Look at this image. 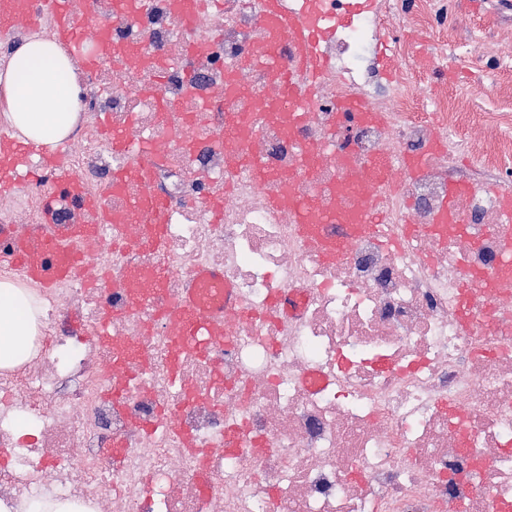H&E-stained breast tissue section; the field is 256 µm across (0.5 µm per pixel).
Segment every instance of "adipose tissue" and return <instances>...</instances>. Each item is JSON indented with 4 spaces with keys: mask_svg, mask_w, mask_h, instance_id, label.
<instances>
[{
    "mask_svg": "<svg viewBox=\"0 0 512 512\" xmlns=\"http://www.w3.org/2000/svg\"><path fill=\"white\" fill-rule=\"evenodd\" d=\"M0 92L9 110L7 121L38 145L55 146L78 120L79 92L72 63L55 42L33 38L13 54L0 74ZM33 298L0 283V365L13 364L35 333Z\"/></svg>",
    "mask_w": 512,
    "mask_h": 512,
    "instance_id": "ef3b65f1",
    "label": "adipose tissue"
}]
</instances>
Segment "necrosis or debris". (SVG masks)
<instances>
[{"label": "necrosis or debris", "mask_w": 512, "mask_h": 512, "mask_svg": "<svg viewBox=\"0 0 512 512\" xmlns=\"http://www.w3.org/2000/svg\"><path fill=\"white\" fill-rule=\"evenodd\" d=\"M87 47L108 29L111 67L89 69L67 49L81 89L82 125L70 135L63 165L84 196L128 217L134 200L158 198L169 210L161 253L116 251L102 229L82 253L96 287L64 284L40 291L30 357L0 369V512H22L49 495L82 512H512V268L501 269L492 313L466 317L460 289L481 287L482 271L499 266L512 224L501 221L490 182L512 178V115L483 124L480 137L455 129L471 94L440 97L422 111L419 80L397 31L448 24L447 0H319L333 20L316 38L332 61L318 82L300 73L310 101L306 122L289 125V105L270 74L241 67L261 43L262 0L204 5L194 23L174 16L169 0L150 12L119 17L113 0H69ZM394 30L396 77L381 82L369 52L381 29ZM198 97H183L185 77ZM269 113L250 131V149L271 170L267 181L247 168L228 171L232 146H220L225 115ZM360 99L380 121H337L339 102ZM115 130L149 136L166 160L149 181L109 189L113 169L131 165L100 134V114ZM336 149L311 170L296 164L300 144ZM428 153L423 174L400 167L411 149ZM475 164L469 191L439 232L436 207L458 173L460 155ZM383 156L388 178L370 188L381 232L397 236L386 250L369 235L326 261L296 232V214L271 208L290 187L300 200L325 204L353 168ZM54 177L26 181L21 195L0 200V224L37 229ZM496 235H484L485 226ZM218 270L223 288L205 273ZM165 275L156 290L154 271ZM136 272L151 308L113 320L101 345L69 334L81 316L95 326L122 302L113 279ZM196 286L206 305L232 292L254 310L276 295L293 298L274 322L233 314L209 354L177 343L153 311ZM138 379L127 400L102 394L121 369ZM317 370L331 384H301ZM457 408L466 428L450 423ZM251 444L225 450L226 424ZM125 459L104 453L113 439ZM215 486L203 491L196 467Z\"/></svg>", "instance_id": "1"}]
</instances>
